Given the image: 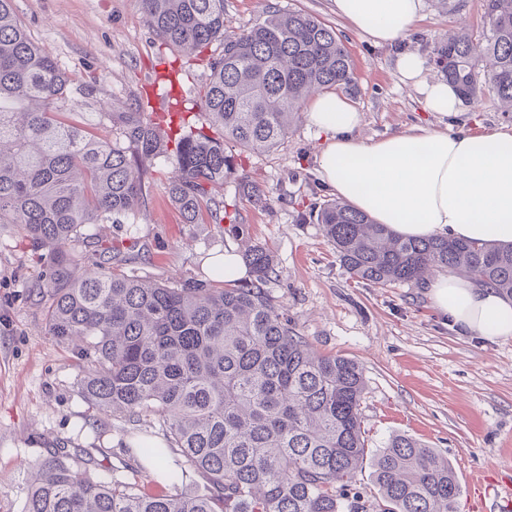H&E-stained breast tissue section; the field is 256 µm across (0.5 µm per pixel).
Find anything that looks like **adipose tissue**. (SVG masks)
I'll list each match as a JSON object with an SVG mask.
<instances>
[{
	"label": "adipose tissue",
	"mask_w": 512,
	"mask_h": 512,
	"mask_svg": "<svg viewBox=\"0 0 512 512\" xmlns=\"http://www.w3.org/2000/svg\"><path fill=\"white\" fill-rule=\"evenodd\" d=\"M333 9L373 44L391 46L419 19L423 0H333ZM425 69L417 52L396 56L397 74L428 111H459L456 88L428 80ZM306 119L321 135L319 181L376 223L404 237L512 243V131L417 128L366 142L355 134L359 111L338 91L312 96ZM427 288L433 305L465 333L512 339V298L496 288L452 272Z\"/></svg>",
	"instance_id": "ef3b65f1"
}]
</instances>
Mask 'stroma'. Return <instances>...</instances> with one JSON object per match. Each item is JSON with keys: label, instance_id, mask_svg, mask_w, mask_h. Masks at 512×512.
<instances>
[{"label": "stroma", "instance_id": "35a3bbf8", "mask_svg": "<svg viewBox=\"0 0 512 512\" xmlns=\"http://www.w3.org/2000/svg\"><path fill=\"white\" fill-rule=\"evenodd\" d=\"M485 0H423L420 19L401 43L428 61L437 42L457 33L480 39ZM302 11L331 26L353 63L348 96L362 114L356 134L369 141L415 127L512 129L491 88L463 102L461 112H428L421 96L394 68L396 50L378 47L336 16L332 0H224V29L237 33L262 22L269 7ZM16 13L36 44L70 76L64 109L90 132L104 131V115L127 112L147 99L164 61L176 50L161 45L138 0H15ZM316 130L299 120L284 144L243 154L250 180L266 191L265 205L239 198L226 181L218 200L235 206L236 223L187 224L169 198L170 163L158 162L145 205L132 222L90 224L103 240L138 242L128 273L168 283L213 280V257L245 244L268 247L277 277L267 290L314 350L343 355L362 366L367 388L361 404L372 446L401 433L435 448L453 463L461 487L457 512H483L471 475L512 479V340L486 341L449 325L423 286H377L356 278L339 261L315 220L331 197L318 181ZM44 268L40 253L15 226L0 224V512H22L32 466L57 448L93 456L96 479L125 475L131 448L165 443L155 417L100 418L80 389L82 360L45 331L46 305L30 291ZM177 451L162 469L146 467V492L204 493L208 481L179 473Z\"/></svg>", "mask_w": 512, "mask_h": 512}]
</instances>
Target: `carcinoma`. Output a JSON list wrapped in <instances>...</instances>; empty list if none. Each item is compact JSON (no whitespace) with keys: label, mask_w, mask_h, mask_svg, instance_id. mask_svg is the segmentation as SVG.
Here are the masks:
<instances>
[{"label":"carcinoma","mask_w":512,"mask_h":512,"mask_svg":"<svg viewBox=\"0 0 512 512\" xmlns=\"http://www.w3.org/2000/svg\"><path fill=\"white\" fill-rule=\"evenodd\" d=\"M0 0V224H13L46 251L33 286L50 301L47 334L88 363L81 389L104 417L153 415L182 466L206 474L201 496L146 493L136 483L91 475L81 448L54 449L38 466L23 512H457L453 464L417 440L389 436L371 448L361 415L362 367L320 354L298 334L267 285L275 258L244 250L254 280L161 284L118 274L135 259L111 245L82 266L75 245L88 224H121L150 193L160 156L175 175L167 193L187 224L227 211L216 189L245 152L277 148L313 92L352 84L351 56L317 17L273 9L258 25L224 33V0H140L156 36L199 58L210 43L224 53L210 70L195 113L200 126L161 131L145 116L107 112L119 130L95 137L56 111L70 79L34 43ZM483 39L458 34L434 46L443 75L466 100L488 85L512 107V0H485ZM248 202L266 200L238 179ZM340 262L377 285L419 283L436 270L468 273L512 297V245L409 239L340 200L316 215ZM371 460L376 494L360 476Z\"/></svg>","instance_id":"obj_1"}]
</instances>
